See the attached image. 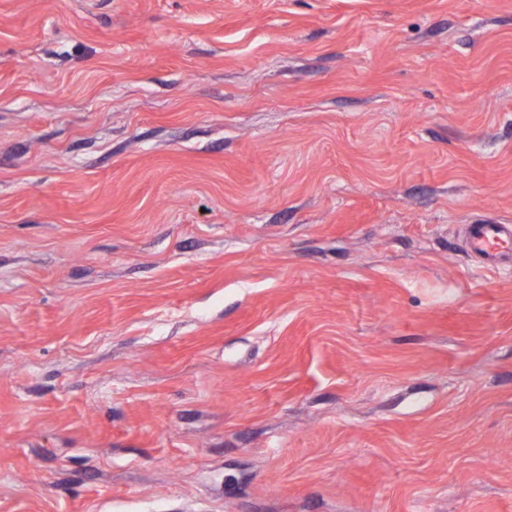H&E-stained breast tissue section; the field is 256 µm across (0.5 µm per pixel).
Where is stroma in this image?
Returning <instances> with one entry per match:
<instances>
[{"label": "stroma", "mask_w": 512, "mask_h": 512, "mask_svg": "<svg viewBox=\"0 0 512 512\" xmlns=\"http://www.w3.org/2000/svg\"><path fill=\"white\" fill-rule=\"evenodd\" d=\"M512 0H0V512H512ZM467 251L480 260L478 269L499 268L512 259L511 224H468L464 235Z\"/></svg>", "instance_id": "35a3bbf8"}]
</instances>
